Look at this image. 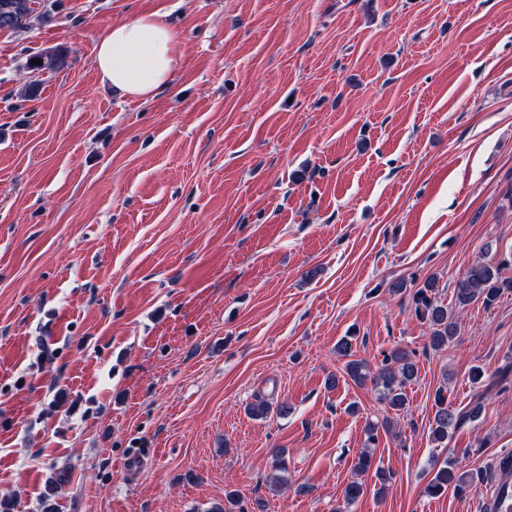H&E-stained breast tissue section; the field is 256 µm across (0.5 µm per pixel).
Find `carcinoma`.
Listing matches in <instances>:
<instances>
[{
  "mask_svg": "<svg viewBox=\"0 0 512 512\" xmlns=\"http://www.w3.org/2000/svg\"><path fill=\"white\" fill-rule=\"evenodd\" d=\"M35 0H0V31L14 25L17 29H26L36 13ZM40 64L28 65L31 70L53 71L64 64L63 51L57 50L38 55ZM512 263V252L507 257H497L493 244L488 242L483 247L481 257L473 262L465 273L456 281L453 293L454 307L464 308L473 302H480L489 308L496 304L499 297L506 291H512V280L500 275L501 267ZM414 315L431 330L429 346L434 350L447 348L458 336V324L452 308L439 300L438 282L433 277L427 278L421 286L409 295ZM338 353L350 358L346 371L350 379L357 385L371 383L379 394V400L392 410L401 409L407 401L406 386L416 378V352L403 346L394 347L382 359L376 372H371L369 365L361 359L353 358V345L348 339L341 340L337 345ZM482 396H477L473 405L466 411L456 410L448 405V389L439 387L433 398V420L430 424V435L437 442L448 440V435L465 423L475 421L482 410ZM391 422L384 418L376 423H369L365 429L366 449L357 456L355 471L360 476L374 473L385 486L387 476L380 467L374 466L373 447L378 444L380 432L388 433ZM432 477L423 488L427 497H439L453 489L456 493H466L481 481V476L472 472L459 471L457 463L451 459L439 461L434 459L429 464ZM286 470L283 450H272V472L268 482L277 486L284 483L281 472ZM366 484L362 480L348 483L343 491L344 503L350 505L364 496Z\"/></svg>",
  "mask_w": 512,
  "mask_h": 512,
  "instance_id": "carcinoma-1",
  "label": "carcinoma"
}]
</instances>
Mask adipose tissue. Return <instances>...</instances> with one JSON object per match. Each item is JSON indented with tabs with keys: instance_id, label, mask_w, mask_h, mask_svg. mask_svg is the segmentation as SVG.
<instances>
[{
	"instance_id": "obj_1",
	"label": "adipose tissue",
	"mask_w": 512,
	"mask_h": 512,
	"mask_svg": "<svg viewBox=\"0 0 512 512\" xmlns=\"http://www.w3.org/2000/svg\"><path fill=\"white\" fill-rule=\"evenodd\" d=\"M176 60L170 26L157 15L145 14L112 25L96 46L94 65L104 83L146 101L169 84Z\"/></svg>"
}]
</instances>
